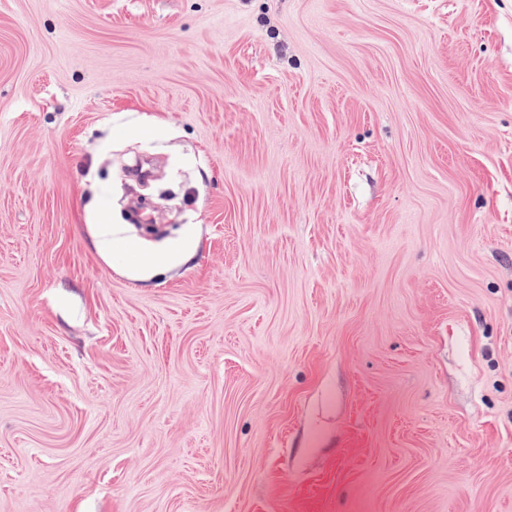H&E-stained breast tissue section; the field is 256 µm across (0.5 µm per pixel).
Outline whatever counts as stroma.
Masks as SVG:
<instances>
[{"label": "stroma", "instance_id": "obj_1", "mask_svg": "<svg viewBox=\"0 0 512 512\" xmlns=\"http://www.w3.org/2000/svg\"><path fill=\"white\" fill-rule=\"evenodd\" d=\"M0 512H512V0H0ZM128 247L131 250L137 251L141 267L152 273L160 272L162 269H164L168 261L175 260L180 263L185 261L195 251V244L192 241H186L182 243L174 251L168 254L145 252L141 249L139 244L134 242H130Z\"/></svg>", "mask_w": 512, "mask_h": 512}]
</instances>
